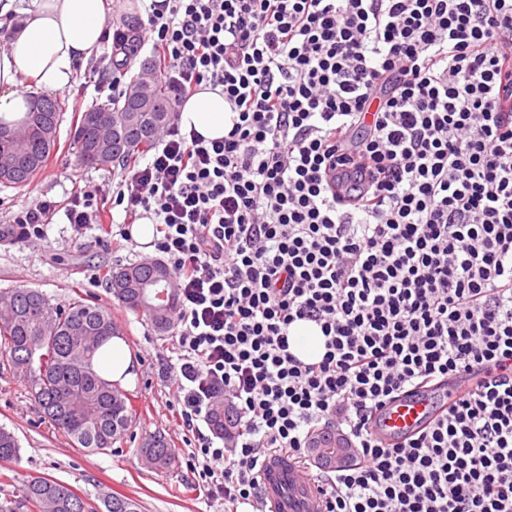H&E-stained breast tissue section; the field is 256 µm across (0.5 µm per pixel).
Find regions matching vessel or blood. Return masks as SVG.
Masks as SVG:
<instances>
[{"mask_svg": "<svg viewBox=\"0 0 512 512\" xmlns=\"http://www.w3.org/2000/svg\"><path fill=\"white\" fill-rule=\"evenodd\" d=\"M474 385L471 378L449 380L433 389H417L388 402L378 411L375 433L383 440H400L425 426L447 399ZM265 512H325L320 482L295 457L268 453L256 474Z\"/></svg>", "mask_w": 512, "mask_h": 512, "instance_id": "1", "label": "vessel or blood"}]
</instances>
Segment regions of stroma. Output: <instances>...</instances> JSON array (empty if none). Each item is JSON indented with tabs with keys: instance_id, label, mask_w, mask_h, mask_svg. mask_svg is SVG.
I'll use <instances>...</instances> for the list:
<instances>
[{
	"instance_id": "35a3bbf8",
	"label": "stroma",
	"mask_w": 512,
	"mask_h": 512,
	"mask_svg": "<svg viewBox=\"0 0 512 512\" xmlns=\"http://www.w3.org/2000/svg\"><path fill=\"white\" fill-rule=\"evenodd\" d=\"M111 50L103 46L79 72L60 98L68 108L58 131L59 149L47 168L21 188L0 185V225L38 199L66 202L77 190L93 189L102 216L112 211V193L121 179L120 167L85 169L77 158L73 132L78 113L92 105L111 103L113 92L100 86L98 74L111 70ZM45 239L26 242L0 238V289L36 288L52 305L94 300L108 307L134 365L125 385L137 411L135 423L112 450L79 448L46 419L31 399L26 381L0 371V426L18 438L17 460L0 462V504L20 500L25 480L47 475L68 483L77 493L96 498L100 492L119 493L136 500L139 512H224L222 500L208 497L191 471L194 445L183 430L173 405L174 382L165 369L174 357L172 334H157L145 317L125 310L109 292L105 274L113 267L156 255L145 244L115 243L105 226L95 225L75 235L64 213L46 228ZM163 433L176 456L171 469L147 468L137 445L146 433Z\"/></svg>"
}]
</instances>
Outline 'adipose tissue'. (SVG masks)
<instances>
[{"mask_svg":"<svg viewBox=\"0 0 512 512\" xmlns=\"http://www.w3.org/2000/svg\"><path fill=\"white\" fill-rule=\"evenodd\" d=\"M112 0H0V26L12 38L0 49V117L14 121L26 110L23 90H64L79 66L99 49ZM229 115L221 91L193 92L180 112L183 132L223 137Z\"/></svg>","mask_w":512,"mask_h":512,"instance_id":"1","label":"adipose tissue"}]
</instances>
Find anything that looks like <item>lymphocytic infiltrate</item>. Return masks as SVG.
I'll use <instances>...</instances> for the list:
<instances>
[{
  "instance_id": "obj_1",
  "label": "lymphocytic infiltrate",
  "mask_w": 512,
  "mask_h": 512,
  "mask_svg": "<svg viewBox=\"0 0 512 512\" xmlns=\"http://www.w3.org/2000/svg\"><path fill=\"white\" fill-rule=\"evenodd\" d=\"M162 47L175 104L222 87V139L171 118L124 166L128 231L152 214L177 288L170 367L192 466L224 512H263L277 449L312 467L314 434L349 439L327 512H512V0H150L113 54ZM90 192L15 214L18 241ZM315 323L319 361L290 350ZM479 371L429 427L383 443L398 394ZM233 441L203 434L217 409Z\"/></svg>"
}]
</instances>
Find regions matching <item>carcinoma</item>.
<instances>
[{
	"mask_svg": "<svg viewBox=\"0 0 512 512\" xmlns=\"http://www.w3.org/2000/svg\"><path fill=\"white\" fill-rule=\"evenodd\" d=\"M161 58L145 61L133 74L112 106H92L109 113L121 142L95 158L85 157L87 139L76 126L73 142L78 148L79 164L88 169H107L122 160L148 152L158 131L170 120L172 104L165 86L156 76ZM66 104L48 96L32 98L28 119L39 111L46 133L16 141L15 167L0 176L6 187H24L48 165L57 148V128ZM173 281L169 268L157 262L129 263L110 271L107 288L123 308L137 315L146 309L143 287L165 289ZM176 299L168 309L150 317L154 330L165 334L173 329ZM120 335L109 309L75 300L55 308L40 291L30 288L0 290V356L9 370L29 382L30 395L44 418L67 435L78 448L106 451L136 421L130 394L110 376L98 369L106 342ZM212 428L230 439L234 422L220 410L213 415ZM15 435L0 427V460L19 455ZM140 453L155 470L167 469L175 461L170 444L161 433L145 436ZM22 503L30 512H85L86 503L64 482L49 476H31L22 490ZM98 512H138L139 504L125 496L103 494Z\"/></svg>",
	"mask_w": 512,
	"mask_h": 512,
	"instance_id": "cac0c4a2",
	"label": "carcinoma"
}]
</instances>
